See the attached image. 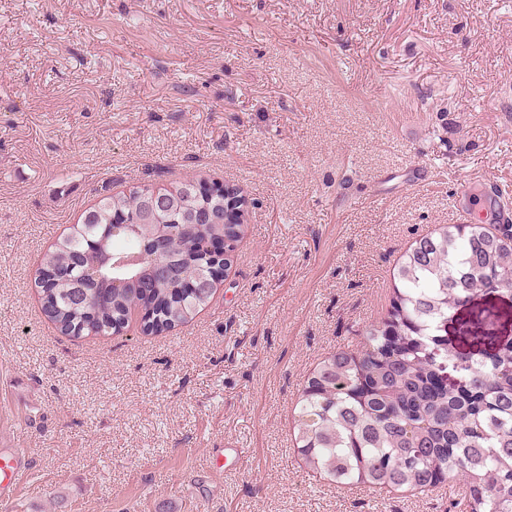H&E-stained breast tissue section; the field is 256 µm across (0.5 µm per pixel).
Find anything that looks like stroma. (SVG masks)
<instances>
[{"instance_id":"1","label":"stroma","mask_w":512,"mask_h":512,"mask_svg":"<svg viewBox=\"0 0 512 512\" xmlns=\"http://www.w3.org/2000/svg\"><path fill=\"white\" fill-rule=\"evenodd\" d=\"M241 188L209 305L62 334L45 251L103 195ZM512 196V0H0V512H455L459 486L308 470L309 373L375 324L401 255ZM26 468L14 456L0 455V490L15 489L25 478Z\"/></svg>"}]
</instances>
